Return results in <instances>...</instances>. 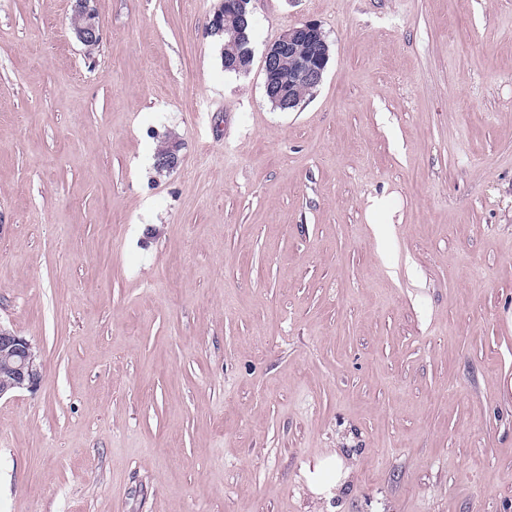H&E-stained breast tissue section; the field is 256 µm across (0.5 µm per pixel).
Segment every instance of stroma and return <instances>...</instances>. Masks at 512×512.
<instances>
[{"label": "stroma", "instance_id": "obj_1", "mask_svg": "<svg viewBox=\"0 0 512 512\" xmlns=\"http://www.w3.org/2000/svg\"><path fill=\"white\" fill-rule=\"evenodd\" d=\"M220 4L0 0V512H512V0H252L241 75ZM77 7L73 13L75 23L73 30L75 31L79 40L91 50L93 47L98 46L100 42V27L97 21V12L93 6L90 5L93 0H77ZM329 58L330 45L321 24L309 20L289 28L264 53L266 98L282 112L301 109L304 101L295 95V90L319 87ZM286 59L291 62L288 70L283 68ZM0 367L5 371L0 399L23 390L33 392L41 379V352L25 336L0 324ZM317 472L311 474L310 486L313 492L317 495H331V488L336 485H340L343 480L348 476V469L344 467L343 463L336 460V468L333 470V479L330 481L324 480Z\"/></svg>", "mask_w": 512, "mask_h": 512}]
</instances>
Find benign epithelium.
<instances>
[{
  "instance_id": "1",
  "label": "benign epithelium",
  "mask_w": 512,
  "mask_h": 512,
  "mask_svg": "<svg viewBox=\"0 0 512 512\" xmlns=\"http://www.w3.org/2000/svg\"><path fill=\"white\" fill-rule=\"evenodd\" d=\"M93 0H77L73 30L89 49L99 45L100 27ZM251 0H224V8L247 21ZM330 58V45L321 24L309 20L286 30L270 44L263 57L264 92L273 107L283 112L302 108L304 101L295 95L299 87L314 90L323 81ZM289 68H283L284 61ZM0 399L39 385L42 373L41 352L29 339L0 325Z\"/></svg>"
}]
</instances>
